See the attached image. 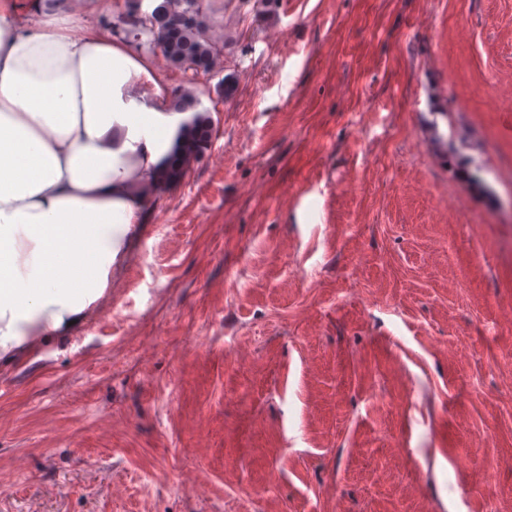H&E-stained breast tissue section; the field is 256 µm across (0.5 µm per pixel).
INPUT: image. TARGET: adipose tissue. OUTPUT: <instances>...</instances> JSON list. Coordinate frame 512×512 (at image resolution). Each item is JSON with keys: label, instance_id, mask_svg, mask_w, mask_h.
Here are the masks:
<instances>
[{"label": "adipose tissue", "instance_id": "ef3b65f1", "mask_svg": "<svg viewBox=\"0 0 512 512\" xmlns=\"http://www.w3.org/2000/svg\"><path fill=\"white\" fill-rule=\"evenodd\" d=\"M0 0V348L68 326L106 288L188 113L154 57Z\"/></svg>", "mask_w": 512, "mask_h": 512}]
</instances>
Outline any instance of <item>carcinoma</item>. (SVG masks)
<instances>
[{
  "mask_svg": "<svg viewBox=\"0 0 512 512\" xmlns=\"http://www.w3.org/2000/svg\"><path fill=\"white\" fill-rule=\"evenodd\" d=\"M211 2L161 0L133 23L129 17L136 9V0H126L125 11L112 22V33L121 34L151 52L158 51L170 68L183 75V84L174 91V107L178 112L191 113L187 127L192 137L184 144L182 153L171 157L164 178L149 190L151 195L179 180L202 156L211 136L210 117L199 109L194 90L199 72L209 73L223 62L224 44L207 32Z\"/></svg>",
  "mask_w": 512,
  "mask_h": 512,
  "instance_id": "carcinoma-1",
  "label": "carcinoma"
}]
</instances>
